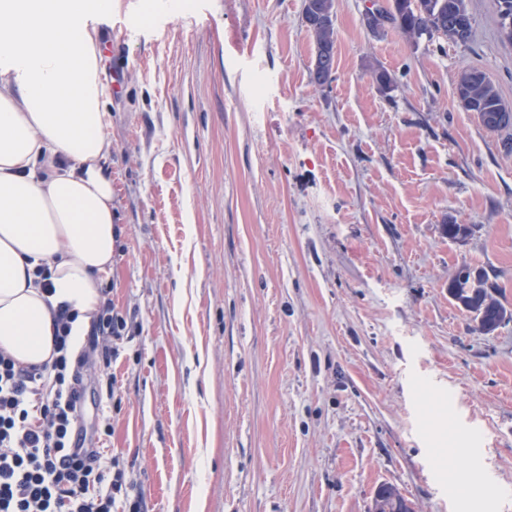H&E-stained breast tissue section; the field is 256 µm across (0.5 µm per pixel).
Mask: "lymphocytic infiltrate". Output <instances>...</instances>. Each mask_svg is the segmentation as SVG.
I'll use <instances>...</instances> for the list:
<instances>
[{
  "label": "lymphocytic infiltrate",
  "instance_id": "f902f5d3",
  "mask_svg": "<svg viewBox=\"0 0 512 512\" xmlns=\"http://www.w3.org/2000/svg\"><path fill=\"white\" fill-rule=\"evenodd\" d=\"M76 316L54 315L52 364L21 367L0 353V512H146L141 496L123 497L124 472L88 446L78 426L84 373L110 365L126 319L104 305L91 322L89 350L70 353Z\"/></svg>",
  "mask_w": 512,
  "mask_h": 512
}]
</instances>
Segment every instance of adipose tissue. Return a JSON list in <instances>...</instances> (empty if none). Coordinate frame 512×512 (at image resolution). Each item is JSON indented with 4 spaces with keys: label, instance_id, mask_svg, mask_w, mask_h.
Segmentation results:
<instances>
[{
    "label": "adipose tissue",
    "instance_id": "obj_1",
    "mask_svg": "<svg viewBox=\"0 0 512 512\" xmlns=\"http://www.w3.org/2000/svg\"><path fill=\"white\" fill-rule=\"evenodd\" d=\"M112 2L0 0V352L21 366L52 363L63 305L79 350L112 272L109 86L92 24Z\"/></svg>",
    "mask_w": 512,
    "mask_h": 512
}]
</instances>
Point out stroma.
I'll return each instance as SVG.
<instances>
[{"label":"stroma","instance_id":"1","mask_svg":"<svg viewBox=\"0 0 512 512\" xmlns=\"http://www.w3.org/2000/svg\"><path fill=\"white\" fill-rule=\"evenodd\" d=\"M386 3L335 0L324 88L303 0H114L98 27L125 86L105 294L132 322L98 377L150 512H370L383 483L512 512V322L448 293L466 264L512 307V155L456 95L468 67L512 102V44L496 0L464 45L373 33Z\"/></svg>","mask_w":512,"mask_h":512}]
</instances>
